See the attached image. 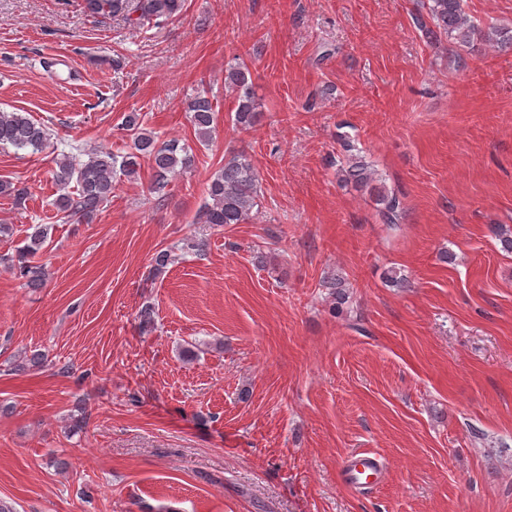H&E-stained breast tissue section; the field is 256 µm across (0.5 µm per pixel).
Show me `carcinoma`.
Returning a JSON list of instances; mask_svg holds the SVG:
<instances>
[{"label":"carcinoma","instance_id":"cac0c4a2","mask_svg":"<svg viewBox=\"0 0 512 512\" xmlns=\"http://www.w3.org/2000/svg\"><path fill=\"white\" fill-rule=\"evenodd\" d=\"M83 3L84 9L92 14L121 17L134 26H141L150 21L159 25L179 16L185 0H83ZM414 24L432 43L445 38L448 43L463 48L482 43L499 51L512 49V30L477 21L466 12L464 0H422V11L415 16ZM224 86L236 102L233 125L240 133L249 131L260 121L262 112L251 71L245 62L237 61L225 69ZM188 112L197 140L205 145L211 142L218 127V112L207 91L199 90L189 99ZM123 129L133 142L130 152L115 154L94 148L85 160L67 154L53 159L52 178L63 188V193L54 201L61 218L68 221L92 218L112 197L117 178L134 177L144 156L152 162L149 191L160 199L167 196L171 178L192 166L194 158L189 148L176 140L159 141L143 127L141 113L125 115ZM51 136L48 127L25 113L0 112V145L41 152L50 146ZM341 140L347 152L345 166L340 169L343 181L374 201L381 223H401L405 207L400 196L378 179L372 164L356 149L349 136L344 135ZM0 194L20 202L29 195V188L0 181ZM258 197V179L251 158L244 151L234 152L207 181L205 201L197 211L194 223L244 224L257 206ZM47 239L48 225H30L22 245L17 247L14 255L0 256V264L25 281L27 287H41L46 280V270L35 262V257Z\"/></svg>","mask_w":512,"mask_h":512}]
</instances>
